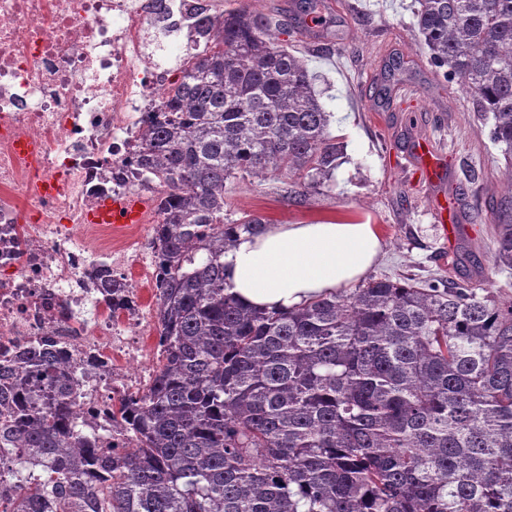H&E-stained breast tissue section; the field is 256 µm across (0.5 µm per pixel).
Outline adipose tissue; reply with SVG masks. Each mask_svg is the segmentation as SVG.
<instances>
[{
  "instance_id": "ef3b65f1",
  "label": "adipose tissue",
  "mask_w": 512,
  "mask_h": 512,
  "mask_svg": "<svg viewBox=\"0 0 512 512\" xmlns=\"http://www.w3.org/2000/svg\"><path fill=\"white\" fill-rule=\"evenodd\" d=\"M382 252L374 225L348 220L270 224L225 254L226 283L258 311H286L365 278Z\"/></svg>"
}]
</instances>
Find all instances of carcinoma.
<instances>
[{"label":"carcinoma","mask_w":512,"mask_h":512,"mask_svg":"<svg viewBox=\"0 0 512 512\" xmlns=\"http://www.w3.org/2000/svg\"><path fill=\"white\" fill-rule=\"evenodd\" d=\"M429 63L492 117L511 158L494 262L512 269V0H414ZM275 9L224 13L149 121L163 187L159 358L112 407L131 447L77 429L50 340L0 377V512H512V300L449 281L372 279L291 312L244 306L224 254L228 185L330 188L341 146Z\"/></svg>","instance_id":"1"}]
</instances>
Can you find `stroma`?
Returning a JSON list of instances; mask_svg holds the SVG:
<instances>
[{
	"label": "stroma",
	"mask_w": 512,
	"mask_h": 512,
	"mask_svg": "<svg viewBox=\"0 0 512 512\" xmlns=\"http://www.w3.org/2000/svg\"><path fill=\"white\" fill-rule=\"evenodd\" d=\"M337 40L313 51L300 33L310 21L300 0H224L225 10L275 5L288 16L294 50L306 53L331 133L344 148L335 187L297 201L279 181L244 180L226 197L224 218L243 213L273 224L346 216L374 224L382 254L373 278L439 275L477 294L512 299V270L493 264L494 211L505 158L485 131L490 120L427 60L414 29L413 0H328ZM431 141L442 159L441 181L413 176L412 142ZM457 228L446 237L434 211L437 192Z\"/></svg>",
	"instance_id": "obj_1"
}]
</instances>
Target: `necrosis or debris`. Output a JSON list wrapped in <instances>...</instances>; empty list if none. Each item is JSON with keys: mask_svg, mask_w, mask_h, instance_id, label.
Wrapping results in <instances>:
<instances>
[{"mask_svg": "<svg viewBox=\"0 0 512 512\" xmlns=\"http://www.w3.org/2000/svg\"><path fill=\"white\" fill-rule=\"evenodd\" d=\"M223 13L224 0H0V358L54 340L76 425L104 448L126 445L112 405L146 378L154 314L133 281L111 310L92 277H155L154 225L129 248L85 217L104 196L159 195L134 163L145 115L199 50L191 31Z\"/></svg>", "mask_w": 512, "mask_h": 512, "instance_id": "obj_1", "label": "necrosis or debris"}]
</instances>
